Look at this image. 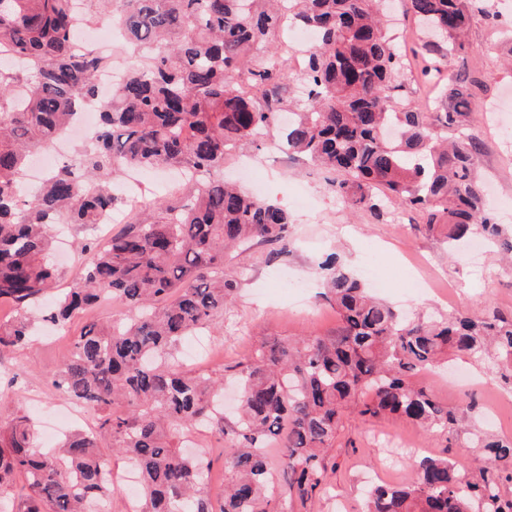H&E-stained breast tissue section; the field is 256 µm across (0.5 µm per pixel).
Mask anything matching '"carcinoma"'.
Masks as SVG:
<instances>
[{"label": "carcinoma", "mask_w": 512, "mask_h": 512, "mask_svg": "<svg viewBox=\"0 0 512 512\" xmlns=\"http://www.w3.org/2000/svg\"><path fill=\"white\" fill-rule=\"evenodd\" d=\"M76 0H0V44L33 62L32 71L0 66V353L32 335L35 309L51 288L46 259L55 224H98L118 197L112 179L124 168H180L182 197L146 196L126 226L101 242L77 280L42 318L56 324L102 300L135 312L108 324L89 317L53 380L67 399L105 411L91 433L75 432L53 452L37 449L30 418L0 427V491L23 479L12 512H112L98 438L137 465L136 512H278L303 507L325 480V449L343 416L405 417L425 430L466 437L482 448L470 469L424 457L414 474L373 488L363 512H512V437L466 429L469 413L442 403L416 376L452 353L512 388V314L493 307L404 319L374 297L336 259L320 266L324 297L337 311L332 336L284 339L236 366L240 406L225 464L231 479L220 510L203 487L204 461L184 452L192 429L224 432L219 382L176 360L178 345L224 314L237 283L224 278V252L254 240L288 254L290 215L278 204L224 182L231 148L261 147L260 134L289 108L288 73L276 55L254 47L279 37L283 16L311 31L304 79L313 93L292 108L288 149L327 169L336 196L380 219L384 199L425 218L448 253L473 237L512 258V231L485 207L475 169L480 140L469 131L465 81L436 77L467 45L471 13L492 14L486 0H408L414 17L440 42L423 49L442 64L421 69L442 87L433 114L405 94L406 59L378 18L381 0H84L90 26L118 15L133 49L155 53L131 66L112 97L100 96L93 50H73ZM100 108L99 134L52 171L29 200L20 199L28 156L47 146L81 106ZM125 403L126 414L110 407ZM282 448L273 462L268 448ZM290 502L276 504L278 476Z\"/></svg>", "instance_id": "obj_1"}]
</instances>
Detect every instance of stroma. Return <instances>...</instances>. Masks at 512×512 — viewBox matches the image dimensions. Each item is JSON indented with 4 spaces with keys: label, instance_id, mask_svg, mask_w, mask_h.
<instances>
[{
    "label": "stroma",
    "instance_id": "1",
    "mask_svg": "<svg viewBox=\"0 0 512 512\" xmlns=\"http://www.w3.org/2000/svg\"><path fill=\"white\" fill-rule=\"evenodd\" d=\"M496 19L473 13L469 42L452 61L470 88L469 125L482 141L476 171L483 182L499 223L512 225V0H491ZM246 161L255 169L246 178L232 161H225L226 178L244 190L261 185L266 197L278 201L291 215L293 248L277 262L267 259L268 248L252 243L224 258V276L236 280L237 292L216 325L183 343L178 351L185 368L224 380V400L232 402L231 369L273 337L299 338L332 335L338 324L334 309L321 296L316 268L335 253L353 269L371 266L380 281L377 294L402 309L408 317L424 311H464L480 315L496 307L512 312V266L491 252L483 253L484 279H476L471 251L449 255L439 235L422 230V217L408 212L403 223H393L396 201H389L387 216L373 219L352 211L327 183V172L301 163L275 168L264 163V153L252 151ZM69 255H55L59 275L55 289L70 287L87 260L81 243L99 236L101 226L64 225ZM82 325L74 318L67 330L49 340L38 337L24 347L0 356V423L16 414L31 418L38 445L61 439L57 411L66 397L51 384L64 366L70 342ZM479 367L455 362L446 380L430 379L437 397L449 407L465 405L470 383L482 379ZM476 393V392H473ZM481 406L496 405L495 430L512 433V400L493 401L476 393ZM190 449L210 460L204 483L211 494L224 487L226 435L213 430L191 432ZM425 455L447 456L470 465L473 449L449 446L443 432L426 431L408 420L389 416L361 420L346 417L325 453L327 484L307 504V512H362L371 479L384 473L388 480L405 481Z\"/></svg>",
    "mask_w": 512,
    "mask_h": 512
}]
</instances>
